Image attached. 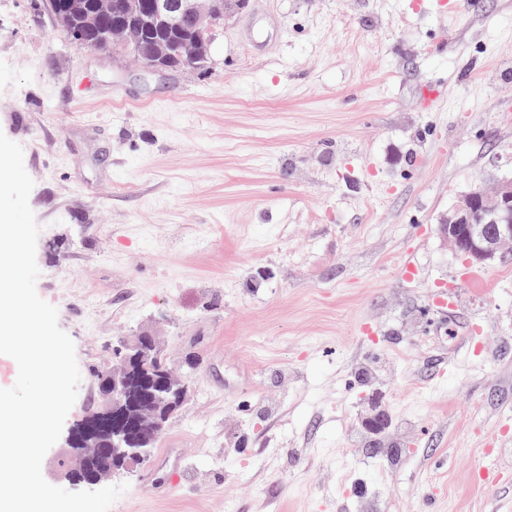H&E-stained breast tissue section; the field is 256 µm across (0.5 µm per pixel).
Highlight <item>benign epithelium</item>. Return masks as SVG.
I'll return each instance as SVG.
<instances>
[{
    "label": "benign epithelium",
    "mask_w": 512,
    "mask_h": 512,
    "mask_svg": "<svg viewBox=\"0 0 512 512\" xmlns=\"http://www.w3.org/2000/svg\"><path fill=\"white\" fill-rule=\"evenodd\" d=\"M73 43L90 49L110 44L139 54L131 43L150 22L149 35L157 39L154 55L142 68L158 71L175 57L182 42L175 36L201 39L210 31L205 21L229 10L221 0H69ZM442 233L467 262L493 260L512 247V177L501 180L488 194L477 188L463 195L441 224ZM162 350L147 333L127 336L112 347V368L98 380L84 415L68 429L67 450L58 458L60 475L80 487L149 461L145 445L163 432L169 417L183 405L188 384L170 367L150 368ZM388 412L378 406L363 420L368 433L379 436L389 426Z\"/></svg>",
    "instance_id": "obj_1"
}]
</instances>
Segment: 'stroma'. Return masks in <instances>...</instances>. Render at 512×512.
Here are the masks:
<instances>
[{
	"mask_svg": "<svg viewBox=\"0 0 512 512\" xmlns=\"http://www.w3.org/2000/svg\"><path fill=\"white\" fill-rule=\"evenodd\" d=\"M448 2L246 0L206 70L154 72L0 0V132L81 373L66 420L137 331L189 380L110 512H512L478 477L512 472V251L471 267L439 231L512 177V0Z\"/></svg>",
	"mask_w": 512,
	"mask_h": 512,
	"instance_id": "35a3bbf8",
	"label": "stroma"
}]
</instances>
